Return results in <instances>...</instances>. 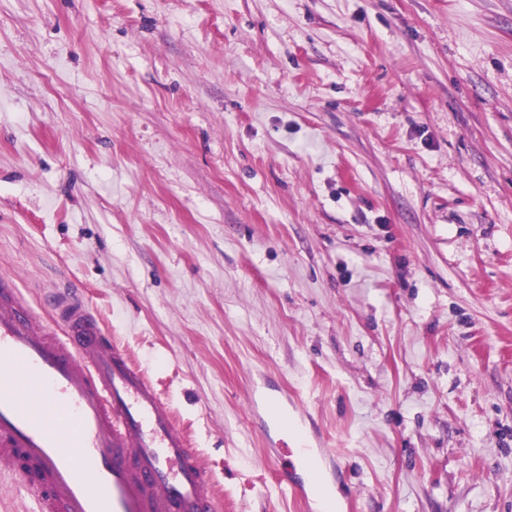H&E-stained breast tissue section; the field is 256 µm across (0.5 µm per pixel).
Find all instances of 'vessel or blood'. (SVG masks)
<instances>
[{
	"label": "vessel or blood",
	"mask_w": 512,
	"mask_h": 512,
	"mask_svg": "<svg viewBox=\"0 0 512 512\" xmlns=\"http://www.w3.org/2000/svg\"><path fill=\"white\" fill-rule=\"evenodd\" d=\"M41 316L0 277V468L35 512H221L223 495L147 372L77 292ZM273 455L294 491L326 481L318 451Z\"/></svg>",
	"instance_id": "vessel-or-blood-1"
}]
</instances>
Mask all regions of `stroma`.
Returning <instances> with one entry per match:
<instances>
[{
  "mask_svg": "<svg viewBox=\"0 0 512 512\" xmlns=\"http://www.w3.org/2000/svg\"><path fill=\"white\" fill-rule=\"evenodd\" d=\"M77 291L224 493L512 512V0H0V274ZM268 454L274 455L278 462L280 474L288 478V483L293 488L294 492H303V498L308 510H312L310 506L309 489L316 494L319 485L326 481L328 465L322 470L317 455L322 453L317 448H306L303 444L302 437H300L294 447H281L266 448ZM298 469L307 475V480H299L297 478ZM307 488V491H306Z\"/></svg>",
  "mask_w": 512,
  "mask_h": 512,
  "instance_id": "obj_1",
  "label": "stroma"
}]
</instances>
